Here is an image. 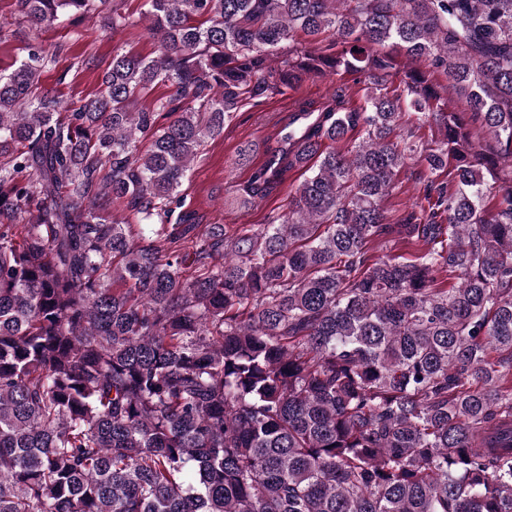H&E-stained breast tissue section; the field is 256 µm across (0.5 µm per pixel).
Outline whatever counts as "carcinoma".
<instances>
[{"label": "carcinoma", "instance_id": "cac0c4a2", "mask_svg": "<svg viewBox=\"0 0 512 512\" xmlns=\"http://www.w3.org/2000/svg\"><path fill=\"white\" fill-rule=\"evenodd\" d=\"M125 2L12 14L117 31ZM140 14L157 53L77 58L91 96L41 89L34 47L0 71V512H512V0ZM344 74L362 105L297 100L261 163L238 150L249 206L301 174L287 208L184 210L241 103ZM389 238L422 249L375 258ZM419 166L413 164L411 161L409 167L400 175L402 182L401 188L398 190L397 196L390 200L395 204L411 205L414 202L423 200V184L417 179Z\"/></svg>", "mask_w": 512, "mask_h": 512}]
</instances>
